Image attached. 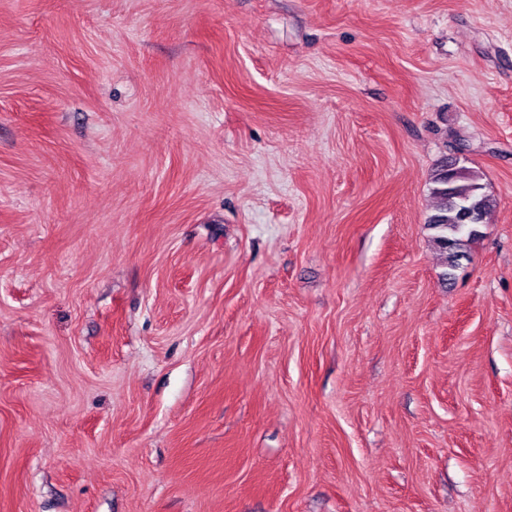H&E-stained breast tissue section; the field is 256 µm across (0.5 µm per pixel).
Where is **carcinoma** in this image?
I'll return each mask as SVG.
<instances>
[{
    "instance_id": "cac0c4a2",
    "label": "carcinoma",
    "mask_w": 512,
    "mask_h": 512,
    "mask_svg": "<svg viewBox=\"0 0 512 512\" xmlns=\"http://www.w3.org/2000/svg\"><path fill=\"white\" fill-rule=\"evenodd\" d=\"M450 163L442 156L435 164L429 178L430 194L434 200L426 224L433 231L431 241L444 258L446 271L442 280L452 279L453 271L466 256L476 233L465 231L462 208L474 209L476 223H486V218L496 206L495 198L484 191L480 176L473 170L462 168L454 179H448Z\"/></svg>"
}]
</instances>
